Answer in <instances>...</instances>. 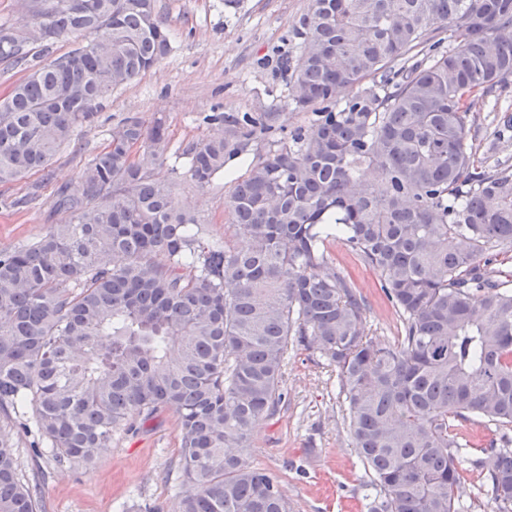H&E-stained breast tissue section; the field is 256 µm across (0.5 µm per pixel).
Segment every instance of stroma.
Masks as SVG:
<instances>
[{
    "instance_id": "1",
    "label": "stroma",
    "mask_w": 512,
    "mask_h": 512,
    "mask_svg": "<svg viewBox=\"0 0 512 512\" xmlns=\"http://www.w3.org/2000/svg\"><path fill=\"white\" fill-rule=\"evenodd\" d=\"M309 0H157V9L172 43L170 54L134 82L102 100L91 125L79 128L57 153L49 183L36 176L0 184V248L37 241L49 225L64 221L53 212L55 187L80 194L78 175L107 141L118 121L130 115L167 121L169 164L185 168L177 150L213 133L205 123L214 112H275L283 131L305 124L306 113L284 98L290 89L279 69L280 59L297 54L291 29ZM471 142L476 165L512 164V132L494 134L502 113L492 111L488 97L470 99ZM268 149L255 143L246 157L229 163L205 190L189 177H176L175 206L196 209L206 237L241 245L228 222L225 201L232 181ZM27 196L24 207L12 201ZM331 264L347 270L368 302L370 337L396 345L402 320L383 299L378 275L340 242L329 246ZM285 399L275 416L261 419L250 434L247 458L277 476L293 512H369L373 492L353 443L347 409L339 393L336 371L318 352L298 344L288 347L284 368ZM31 438L16 437L21 478L41 489L42 512H179L182 487L177 471V423L166 412L136 432L116 435L87 469L69 470L36 457Z\"/></svg>"
}]
</instances>
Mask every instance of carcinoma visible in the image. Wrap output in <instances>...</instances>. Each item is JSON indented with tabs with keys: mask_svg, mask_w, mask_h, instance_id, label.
<instances>
[{
	"mask_svg": "<svg viewBox=\"0 0 512 512\" xmlns=\"http://www.w3.org/2000/svg\"><path fill=\"white\" fill-rule=\"evenodd\" d=\"M25 8L32 27L0 29V60L81 42L0 102V183L46 171L99 100L171 51L156 0ZM293 33L302 50L281 65L308 118L231 187L246 248L172 208L168 128L132 115L81 169V195L54 190L65 222L0 249V512H38L14 428L78 469L163 412L178 420L181 512H292L246 457L283 402L292 339L336 368L370 512H460L467 449L449 419L512 424V280L493 268L512 248V165L479 171L468 143L471 96L497 112L512 86V0H310ZM278 117L205 116L217 132L183 148L190 180L210 186ZM334 238L378 272L397 345L368 336L365 298L328 268ZM481 453L486 495L512 512V449Z\"/></svg>",
	"mask_w": 512,
	"mask_h": 512,
	"instance_id": "cac0c4a2",
	"label": "carcinoma"
}]
</instances>
